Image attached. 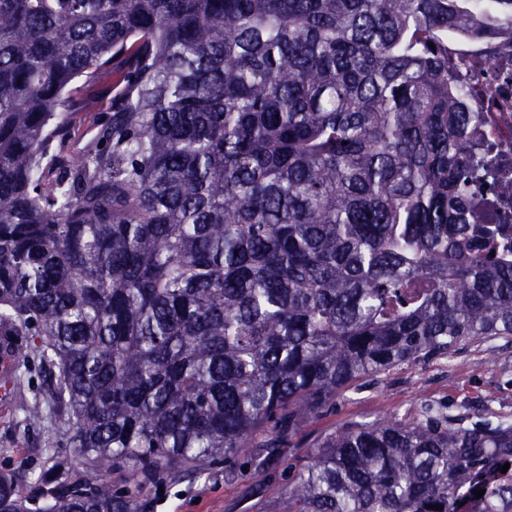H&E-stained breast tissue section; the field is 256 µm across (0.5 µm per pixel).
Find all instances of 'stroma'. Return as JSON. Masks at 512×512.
Instances as JSON below:
<instances>
[{"mask_svg": "<svg viewBox=\"0 0 512 512\" xmlns=\"http://www.w3.org/2000/svg\"><path fill=\"white\" fill-rule=\"evenodd\" d=\"M112 83L98 84L92 101L76 113L69 130L71 148L82 149L112 108ZM33 384L15 398L0 399V469L22 476L39 473L45 450L60 434L58 424L31 428L17 414L19 405L44 400L43 374L32 367ZM467 421L512 420V341L476 340L451 359L432 358L402 364L361 380L315 418L289 447L267 458L255 473L252 457L238 461L242 477L226 479L215 466L176 484L148 485L140 498L145 512H268L288 497V474L310 462L314 446L324 437L355 423H373L397 416L421 417L425 408Z\"/></svg>", "mask_w": 512, "mask_h": 512, "instance_id": "obj_1", "label": "stroma"}]
</instances>
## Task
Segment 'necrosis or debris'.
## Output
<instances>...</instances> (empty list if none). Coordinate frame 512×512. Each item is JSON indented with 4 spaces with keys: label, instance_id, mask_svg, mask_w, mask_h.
Here are the masks:
<instances>
[{
    "label": "necrosis or debris",
    "instance_id": "necrosis-or-debris-1",
    "mask_svg": "<svg viewBox=\"0 0 512 512\" xmlns=\"http://www.w3.org/2000/svg\"><path fill=\"white\" fill-rule=\"evenodd\" d=\"M448 62L458 87L477 93L488 125L474 129V141L492 147L498 157L495 177L478 185L477 197L488 199L512 219V19L499 20L488 40L452 36Z\"/></svg>",
    "mask_w": 512,
    "mask_h": 512
}]
</instances>
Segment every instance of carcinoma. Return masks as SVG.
I'll list each match as a JSON object with an SVG mask.
<instances>
[{"label": "carcinoma", "mask_w": 512, "mask_h": 512, "mask_svg": "<svg viewBox=\"0 0 512 512\" xmlns=\"http://www.w3.org/2000/svg\"><path fill=\"white\" fill-rule=\"evenodd\" d=\"M489 30L469 0H0V386L38 360L23 421L64 425L0 512H139L361 378L512 337V237L469 223L485 113L445 50ZM107 76L73 153V85ZM466 509L512 512V422L428 409L325 437L284 512ZM112 79L104 80L95 89L92 101L84 107V112H75L74 122L69 130V146L79 150L93 139L98 124L106 113L112 112Z\"/></svg>", "instance_id": "carcinoma-1"}]
</instances>
